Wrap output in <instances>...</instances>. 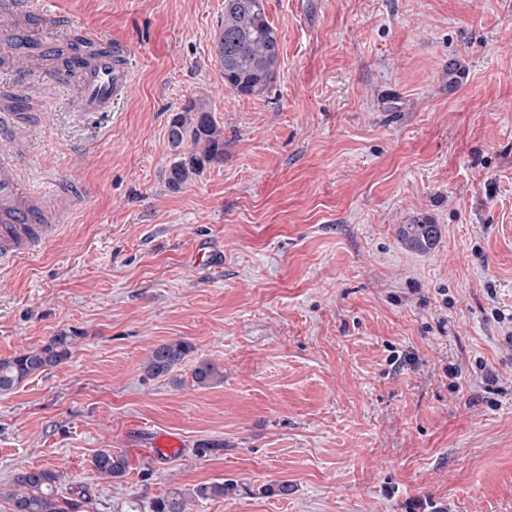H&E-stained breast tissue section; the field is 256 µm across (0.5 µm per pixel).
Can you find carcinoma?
Returning a JSON list of instances; mask_svg holds the SVG:
<instances>
[{
  "label": "carcinoma",
  "mask_w": 512,
  "mask_h": 512,
  "mask_svg": "<svg viewBox=\"0 0 512 512\" xmlns=\"http://www.w3.org/2000/svg\"><path fill=\"white\" fill-rule=\"evenodd\" d=\"M217 56L224 68V85L240 95L264 93L276 78L280 48L276 30L266 16L264 0H224V27L216 37ZM167 138L175 161L168 169L167 184L180 190L208 166L224 160V131L201 104L187 105L171 119ZM401 244L410 251L429 253L438 238V227L424 220L402 224L397 230ZM76 336L60 331L42 347L23 350L0 359V393H10L27 379L65 363ZM192 352V344L171 339L153 346L142 369L157 379L170 375ZM192 380L207 388L223 380V372L201 360L194 365ZM93 469L106 478H120L128 468L125 455L100 450L92 457ZM62 476L49 468L18 472L6 489L12 512H68L76 504L59 496ZM232 485L213 482L186 491L173 488L152 501V512H188L189 500L218 499L232 492Z\"/></svg>",
  "instance_id": "cac0c4a2"
}]
</instances>
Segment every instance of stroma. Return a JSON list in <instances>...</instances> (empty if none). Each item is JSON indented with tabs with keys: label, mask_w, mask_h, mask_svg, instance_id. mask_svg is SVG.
Returning a JSON list of instances; mask_svg holds the SVG:
<instances>
[{
	"label": "stroma",
	"mask_w": 512,
	"mask_h": 512,
	"mask_svg": "<svg viewBox=\"0 0 512 512\" xmlns=\"http://www.w3.org/2000/svg\"><path fill=\"white\" fill-rule=\"evenodd\" d=\"M45 8L134 81L75 112L78 79L0 65V103L31 104L24 188L64 211L0 269V358L78 335L0 395V512L32 467L91 512L217 481L236 492L189 512H512V0H265L281 63L258 96L224 85V0ZM191 101L224 160L174 192L167 129ZM418 218L440 230L427 254L397 236ZM174 338L192 353L145 378ZM201 359L222 383L194 387ZM157 433L179 454L152 457ZM103 449L123 477L93 469ZM192 352V344L182 339L162 341L147 353L142 369L144 375L157 379L170 375ZM93 469L106 478H120L128 468L125 455L112 452V450H100L92 457Z\"/></svg>",
	"instance_id": "1"
}]
</instances>
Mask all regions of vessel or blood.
I'll use <instances>...</instances> for the list:
<instances>
[{"mask_svg":"<svg viewBox=\"0 0 512 512\" xmlns=\"http://www.w3.org/2000/svg\"><path fill=\"white\" fill-rule=\"evenodd\" d=\"M11 51L53 53L56 41L43 38L31 42L27 29L5 32ZM68 58L81 73L83 94L79 109L83 112H107L130 87L132 74L125 57L111 44L96 38L87 39L69 51ZM22 115L13 109L0 111V141H13L20 130ZM37 199L23 191L12 155H0V259H20L54 234L50 224H37L33 214Z\"/></svg>","mask_w":512,"mask_h":512,"instance_id":"1","label":"vessel or blood"}]
</instances>
